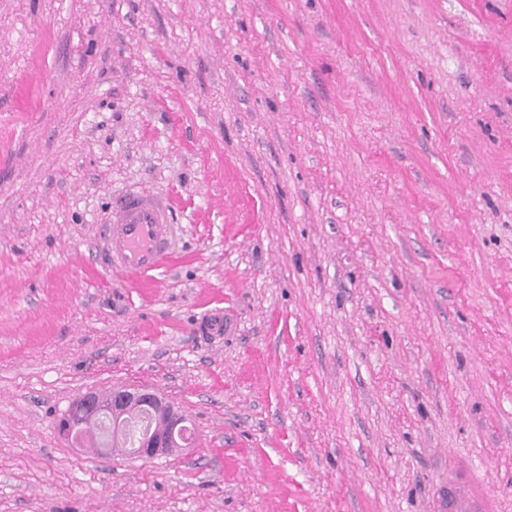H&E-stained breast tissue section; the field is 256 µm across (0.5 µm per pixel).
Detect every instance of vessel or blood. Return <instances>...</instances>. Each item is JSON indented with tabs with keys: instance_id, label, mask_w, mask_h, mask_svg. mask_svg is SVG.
Segmentation results:
<instances>
[{
	"instance_id": "b4317fda",
	"label": "vessel or blood",
	"mask_w": 512,
	"mask_h": 512,
	"mask_svg": "<svg viewBox=\"0 0 512 512\" xmlns=\"http://www.w3.org/2000/svg\"><path fill=\"white\" fill-rule=\"evenodd\" d=\"M170 200L144 188L130 189L104 213L95 246L103 269L130 278L153 276L173 253ZM492 498L471 482L452 480L438 512H491Z\"/></svg>"
}]
</instances>
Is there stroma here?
I'll return each mask as SVG.
<instances>
[{
	"instance_id": "1",
	"label": "stroma",
	"mask_w": 512,
	"mask_h": 512,
	"mask_svg": "<svg viewBox=\"0 0 512 512\" xmlns=\"http://www.w3.org/2000/svg\"><path fill=\"white\" fill-rule=\"evenodd\" d=\"M137 184L148 285L90 250ZM120 385L187 448L59 434ZM452 473L512 512V0H0V512H436ZM173 222L166 196L128 190L98 224L95 246L103 269L136 279L152 277L173 253Z\"/></svg>"
}]
</instances>
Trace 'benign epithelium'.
<instances>
[{"label": "benign epithelium", "instance_id": "benign-epithelium-1", "mask_svg": "<svg viewBox=\"0 0 512 512\" xmlns=\"http://www.w3.org/2000/svg\"><path fill=\"white\" fill-rule=\"evenodd\" d=\"M131 406H148L152 409L147 435L132 453L139 458H157L168 455L182 447L175 438L181 421L169 412L160 397L152 390L139 386H116L106 398L95 393L84 395L76 408L82 419L64 426L60 434L66 438L77 437L88 427L97 428L103 417L112 420L113 429L119 431L125 425V410Z\"/></svg>", "mask_w": 512, "mask_h": 512}]
</instances>
